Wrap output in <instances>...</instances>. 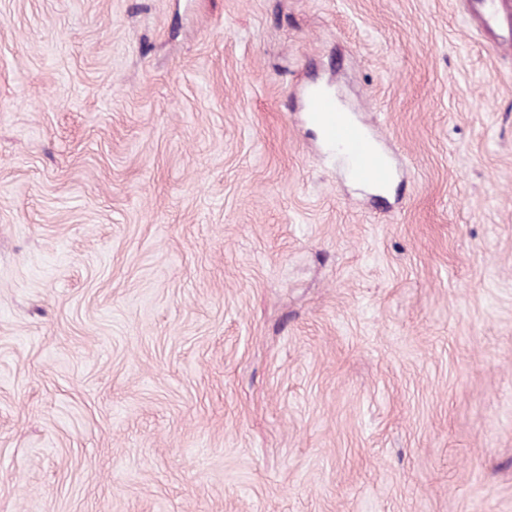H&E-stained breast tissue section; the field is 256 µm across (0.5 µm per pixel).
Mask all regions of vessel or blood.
<instances>
[{"label": "vessel or blood", "instance_id": "b4317fda", "mask_svg": "<svg viewBox=\"0 0 512 512\" xmlns=\"http://www.w3.org/2000/svg\"><path fill=\"white\" fill-rule=\"evenodd\" d=\"M472 2L486 28L512 32V16L501 12L497 0ZM305 115L307 122L320 129L326 143L344 154L351 178L379 188L391 183L394 169L389 156L377 148L368 130L339 107L333 97L306 98Z\"/></svg>", "mask_w": 512, "mask_h": 512}]
</instances>
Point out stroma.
<instances>
[{
    "instance_id": "stroma-1",
    "label": "stroma",
    "mask_w": 512,
    "mask_h": 512,
    "mask_svg": "<svg viewBox=\"0 0 512 512\" xmlns=\"http://www.w3.org/2000/svg\"><path fill=\"white\" fill-rule=\"evenodd\" d=\"M467 2L0 0V512H512V47ZM307 122L317 126L323 139L347 159L351 178L376 187L389 185L394 176L392 162L376 146L368 130L345 112L331 96L305 95Z\"/></svg>"
}]
</instances>
